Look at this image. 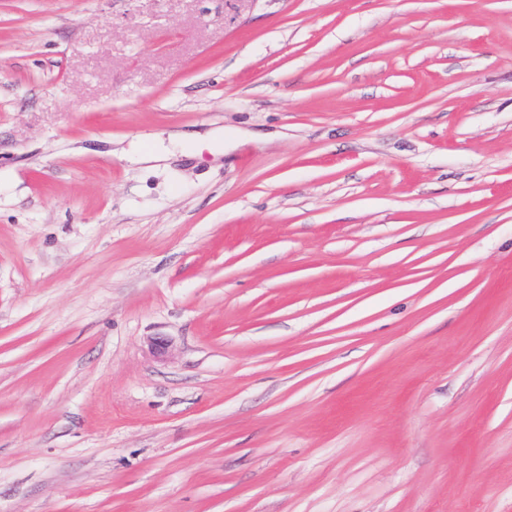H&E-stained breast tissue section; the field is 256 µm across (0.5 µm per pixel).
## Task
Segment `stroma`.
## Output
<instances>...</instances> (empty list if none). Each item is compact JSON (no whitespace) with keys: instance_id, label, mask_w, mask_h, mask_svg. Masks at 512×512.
<instances>
[{"instance_id":"1","label":"stroma","mask_w":512,"mask_h":512,"mask_svg":"<svg viewBox=\"0 0 512 512\" xmlns=\"http://www.w3.org/2000/svg\"><path fill=\"white\" fill-rule=\"evenodd\" d=\"M0 512H512V0H0Z\"/></svg>"}]
</instances>
